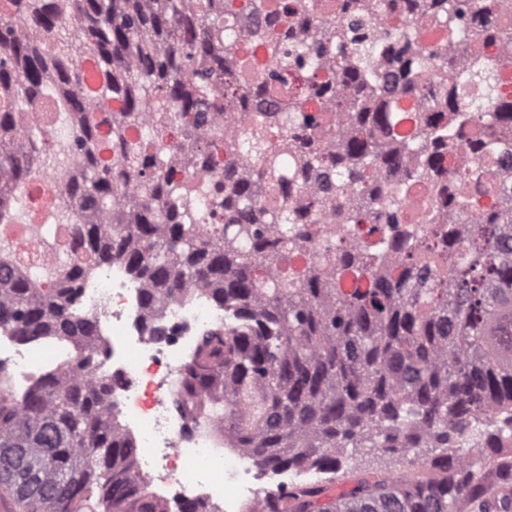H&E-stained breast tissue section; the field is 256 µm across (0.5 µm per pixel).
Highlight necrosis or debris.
Wrapping results in <instances>:
<instances>
[{
  "instance_id": "4bbe7bcc",
  "label": "necrosis or debris",
  "mask_w": 512,
  "mask_h": 512,
  "mask_svg": "<svg viewBox=\"0 0 512 512\" xmlns=\"http://www.w3.org/2000/svg\"><path fill=\"white\" fill-rule=\"evenodd\" d=\"M80 306L99 321L101 335L94 351L109 366L110 398L123 413L125 428L137 437L141 468L169 494L170 504L215 501L221 512H241L243 503L258 493V473L240 449L219 447L214 433L178 434L180 418L171 412L166 394L199 334L223 324V309L200 295L168 306L159 321L170 328V336L151 335L140 286L119 264L88 276ZM1 362L14 367L22 385L35 371L63 364L54 347L29 349L2 328Z\"/></svg>"
}]
</instances>
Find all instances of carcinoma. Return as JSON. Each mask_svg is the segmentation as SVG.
Here are the masks:
<instances>
[{
  "label": "carcinoma",
  "mask_w": 512,
  "mask_h": 512,
  "mask_svg": "<svg viewBox=\"0 0 512 512\" xmlns=\"http://www.w3.org/2000/svg\"><path fill=\"white\" fill-rule=\"evenodd\" d=\"M512 0H0V327L81 351L13 390L0 490L23 512H169L84 353L93 267L150 311L224 309L174 411L266 468L440 455L263 512H512L480 447L512 431Z\"/></svg>",
  "instance_id": "carcinoma-1"
}]
</instances>
